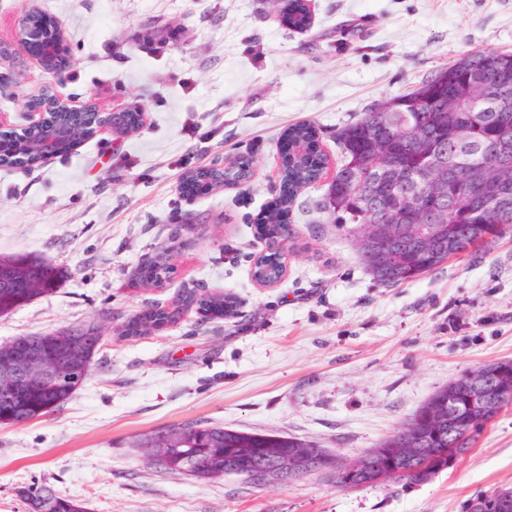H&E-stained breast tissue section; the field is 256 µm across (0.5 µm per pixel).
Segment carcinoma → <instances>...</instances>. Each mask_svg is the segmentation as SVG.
Masks as SVG:
<instances>
[{
	"label": "carcinoma",
	"instance_id": "1",
	"mask_svg": "<svg viewBox=\"0 0 512 512\" xmlns=\"http://www.w3.org/2000/svg\"><path fill=\"white\" fill-rule=\"evenodd\" d=\"M311 24L306 0H288V25L303 30ZM512 96V53H471L425 80L416 89L376 104L356 120L336 132L340 161L327 188L320 209L337 224H356L364 234L369 224H382L387 214L398 210L402 227L423 224L431 215L448 214L446 228L422 244L399 231L383 247L395 251L398 261L388 269L373 270L361 256L366 270L378 283L394 286L439 269L453 258L474 257L495 238L512 232V181L480 196L469 182L459 177L448 182V191L431 199L422 183L429 159L418 142L434 148V153L452 166L462 158H472L487 166L508 162L504 147L512 148V111L498 108L497 98ZM49 119L60 128L74 130L78 139L93 135L106 121L96 112H54ZM288 155L282 160L278 195L259 221V233L267 242V262L254 268L255 278L272 280L282 272L280 231L298 192L320 182L328 159L319 145L315 127L302 123L284 132ZM40 131L25 127L0 132V166L30 170L37 164L36 144ZM252 167V157L239 155L230 165L216 163L190 170L183 194L195 193L205 183L224 184L241 177ZM170 274L163 259L140 272L145 284H159ZM56 274L52 267L23 256L0 257V316L28 303L35 296L53 290ZM196 308L202 315L220 317L233 314L236 302L224 295L189 292L174 307L156 304L129 320L125 335L143 336L173 322L185 309ZM103 336L94 324H83L61 332L34 333L0 345V362L21 352L37 351L54 360H67L86 378L91 360ZM493 389L507 386L509 396L501 408L512 405V360H501L462 374L433 392L414 413L390 435L362 455L363 467L354 475L336 467L341 484L375 486L391 452L405 455L400 475L392 482L419 485L448 469V449L461 458L474 447L478 437L499 410L490 407L473 421L464 417L473 387ZM79 385L36 384L7 401L0 393V425L15 426L42 418L66 403ZM187 433L185 448H168L165 470L199 480L238 475L250 476L265 459L300 458L302 454L331 456L313 442L277 432L250 433L219 425L188 423L178 426ZM19 496L29 512H87L82 501L60 495L48 484L22 486ZM512 489L494 488L468 500L465 512H502L504 499Z\"/></svg>",
	"mask_w": 512,
	"mask_h": 512
}]
</instances>
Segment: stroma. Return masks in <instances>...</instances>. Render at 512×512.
Here are the masks:
<instances>
[{"instance_id": "1", "label": "stroma", "mask_w": 512, "mask_h": 512, "mask_svg": "<svg viewBox=\"0 0 512 512\" xmlns=\"http://www.w3.org/2000/svg\"><path fill=\"white\" fill-rule=\"evenodd\" d=\"M285 25L270 0H0V128L27 123L50 89L101 112L143 105L123 138L101 130L29 171L0 167V256L58 272L52 293L0 316V344L95 323L86 380L54 412L0 426V512L19 487L50 483L89 512H464L512 487V406L453 467L410 487L345 488L332 472L283 487L199 481L154 467L132 442L203 422L311 441L346 462L374 447L456 376L512 359V233L475 258L397 285L365 270L357 232L319 209L327 183L291 207L287 273L256 283L257 223L279 180L288 126L314 123L330 164L336 132L375 104L480 51H512V0H309ZM65 33L69 67L45 70L18 40L32 8ZM252 153L240 188L185 199L186 170ZM165 256L159 287L139 279ZM230 294L233 317L190 309L146 336L128 320L188 291ZM288 1V25L294 29L303 30L311 24V14L306 0H280Z\"/></svg>"}]
</instances>
